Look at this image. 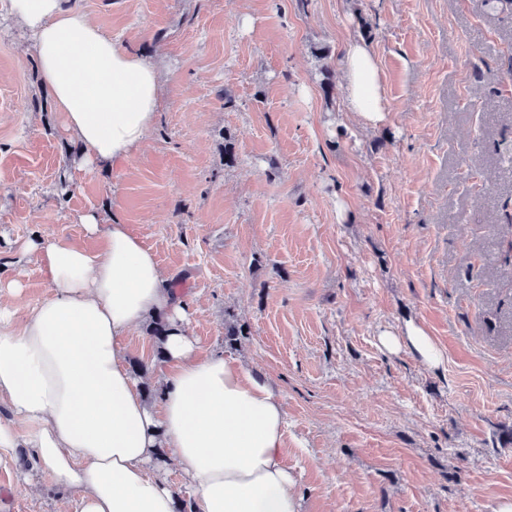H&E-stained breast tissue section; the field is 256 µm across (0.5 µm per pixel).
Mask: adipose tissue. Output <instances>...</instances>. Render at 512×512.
Instances as JSON below:
<instances>
[{
  "instance_id": "obj_1",
  "label": "adipose tissue",
  "mask_w": 512,
  "mask_h": 512,
  "mask_svg": "<svg viewBox=\"0 0 512 512\" xmlns=\"http://www.w3.org/2000/svg\"><path fill=\"white\" fill-rule=\"evenodd\" d=\"M32 40L40 84L82 147V165L103 166L144 143L160 106L161 75L84 11L63 0H0ZM343 70L346 106L365 125L386 119L371 47L351 42ZM79 223L101 234L100 254L59 239L24 243L53 288L17 313L3 304L22 285L0 278V465L33 449L39 469L65 492L61 512H175L177 495L151 461L159 449L191 490L193 512H302L296 480L282 463L287 431L280 395L266 377L223 354L198 357L184 302L153 253L123 224L94 212ZM166 316L168 364L159 407L150 409L122 348L129 330ZM428 366L442 355L410 324L384 334Z\"/></svg>"
}]
</instances>
